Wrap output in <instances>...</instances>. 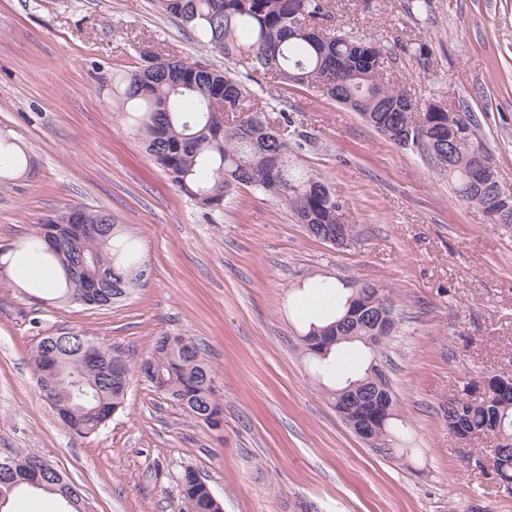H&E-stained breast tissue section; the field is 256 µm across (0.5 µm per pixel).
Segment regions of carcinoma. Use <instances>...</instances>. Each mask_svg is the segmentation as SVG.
<instances>
[{"label": "carcinoma", "instance_id": "carcinoma-1", "mask_svg": "<svg viewBox=\"0 0 512 512\" xmlns=\"http://www.w3.org/2000/svg\"><path fill=\"white\" fill-rule=\"evenodd\" d=\"M164 14L194 31L203 46L216 50L245 70L283 86L311 89L351 108L394 144L430 160L445 172L463 203L479 207L495 224L512 225V199L502 188L477 178L453 153L464 152L470 116L455 119L459 136L448 131V110L430 103L420 109L407 93L385 86L384 73L400 52L424 72L431 70L427 44L408 41L391 50L359 38L335 24L330 0H160ZM118 115L132 120L151 160L205 216L223 210L232 191L246 187L269 195L291 212L308 235L336 247L356 238L355 226L339 220L345 202L326 179L302 169L298 154L312 142L297 113L277 111L276 126L267 103L229 70L201 61L145 51L142 63L115 77ZM81 224L70 223L72 210L51 214L32 226L27 238L5 254L42 251L60 268L58 300L89 307L110 306L143 285L145 264L125 228L101 210L78 208ZM98 226L97 235L74 244L80 225ZM388 324L385 337L370 349L369 366L348 371L344 343L368 346ZM398 324L391 291L362 283L350 288L336 319L309 326L299 335L305 355L321 374L335 379L324 388L342 420L377 454L406 459V425L390 378L370 366L381 365ZM36 383L57 418L70 433L98 432L119 409L134 376H139L188 416L209 427L220 426L222 406L214 370L191 337L165 333L132 366L114 348L80 352L75 332L40 339L32 350ZM448 430L458 437L492 439L481 456L493 462L498 481L512 482V385L488 399L457 398L442 407ZM30 456L14 458V472L4 483L27 476ZM40 491L53 495L76 489L68 476L47 464ZM183 512H211L205 484L181 478Z\"/></svg>", "mask_w": 512, "mask_h": 512}]
</instances>
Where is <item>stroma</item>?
Segmentation results:
<instances>
[{
	"instance_id": "35a3bbf8",
	"label": "stroma",
	"mask_w": 512,
	"mask_h": 512,
	"mask_svg": "<svg viewBox=\"0 0 512 512\" xmlns=\"http://www.w3.org/2000/svg\"><path fill=\"white\" fill-rule=\"evenodd\" d=\"M334 2L337 24L354 35L429 46L431 72L400 56L398 84L470 113L512 190V0H430L419 16L407 0ZM148 47L232 66L157 0H0V137L29 161L0 177V246L79 205L126 225L148 268L143 287L99 309L0 286V457L46 458L94 512H182L188 467L224 512H512V493L474 470L440 412L482 376H512V228L458 201L446 175L357 113L284 86L268 100L312 134L299 163L346 201L357 241L336 249L309 237L279 202L246 188L207 219L113 110V73L134 68ZM322 280L372 281L399 295L389 376L409 463L352 432L296 347L304 316L291 296ZM62 328L133 363L163 333L194 337L215 371L221 427L195 422L136 378L97 434H69L30 363L36 342Z\"/></svg>"
}]
</instances>
